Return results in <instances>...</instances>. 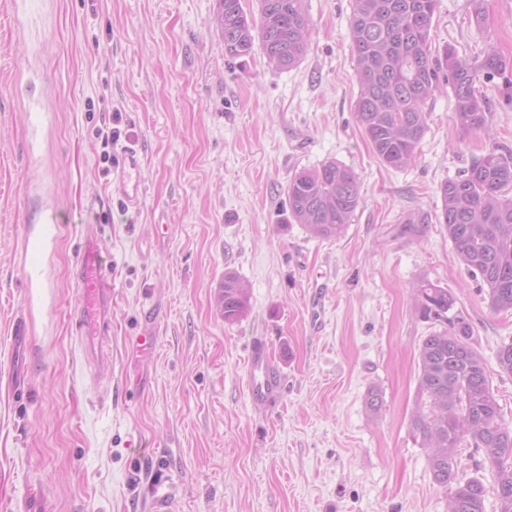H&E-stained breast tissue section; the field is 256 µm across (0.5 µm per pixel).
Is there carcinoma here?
<instances>
[{"label": "carcinoma", "instance_id": "obj_1", "mask_svg": "<svg viewBox=\"0 0 512 512\" xmlns=\"http://www.w3.org/2000/svg\"><path fill=\"white\" fill-rule=\"evenodd\" d=\"M258 14H246L241 0H219L216 24L229 61L260 47L275 70H287L306 55L311 21L305 0H258ZM438 0H353L351 53L359 92L356 120L384 165L401 169L413 163L427 129L426 105L439 89V74L454 96L453 124L463 134L488 131L489 99L481 79L506 72L495 48L479 64L458 57L447 45L434 55L430 30ZM435 215L466 271L481 278L494 312H512V153L491 143L456 177L439 187ZM289 218L316 238L340 237L363 201L357 174L334 160L294 173L286 186ZM455 299L432 283L414 292L419 316L445 324ZM224 322L234 323L249 307V291L233 271L224 272L217 291ZM471 325L458 317L451 328L431 332L418 346L420 405L412 430L422 438L434 481L446 489L448 512H484L487 495L498 512H512V427L502 421L487 366L474 347ZM500 371L512 375V341L496 354ZM482 452L493 482L457 478L462 444Z\"/></svg>", "mask_w": 512, "mask_h": 512}]
</instances>
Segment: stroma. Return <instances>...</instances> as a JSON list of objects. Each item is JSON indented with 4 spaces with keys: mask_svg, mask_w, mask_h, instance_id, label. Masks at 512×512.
Segmentation results:
<instances>
[{
    "mask_svg": "<svg viewBox=\"0 0 512 512\" xmlns=\"http://www.w3.org/2000/svg\"><path fill=\"white\" fill-rule=\"evenodd\" d=\"M305 3L308 51L276 71L259 49L227 60L217 0H0V512L37 492L46 512H149L161 494L174 512H447L411 429L418 346L438 328L414 309L423 282L471 323L512 426V375L496 361L512 314L489 308L442 225L408 226L439 211L440 184L488 141L512 150V87L480 85L487 138L460 134L441 85L416 162L384 166L354 112L352 0ZM430 39L512 62V0H439ZM112 122L122 135L107 148ZM131 145L133 207L115 181ZM326 160L357 173L364 199L342 236L318 240L290 222L285 188ZM50 222L30 269L23 239ZM86 224L104 227L114 283L112 371L97 384L73 321ZM228 270L250 288L233 324L214 300ZM147 328L142 357L129 338ZM255 336L286 380L266 414L247 387Z\"/></svg>",
    "mask_w": 512,
    "mask_h": 512,
    "instance_id": "obj_1",
    "label": "stroma"
}]
</instances>
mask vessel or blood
I'll return each instance as SVG.
<instances>
[{"label": "vessel or blood", "instance_id": "1", "mask_svg": "<svg viewBox=\"0 0 512 512\" xmlns=\"http://www.w3.org/2000/svg\"><path fill=\"white\" fill-rule=\"evenodd\" d=\"M141 155L137 149L124 151L117 175L118 190L131 205L137 204L144 192L140 177ZM99 225L83 227L82 249L73 270L79 291L76 323L82 336V347L90 369L100 370L110 363L107 345L112 331V271L99 250ZM265 351L251 350L248 356V389L254 406H261L278 392L280 382Z\"/></svg>", "mask_w": 512, "mask_h": 512}]
</instances>
